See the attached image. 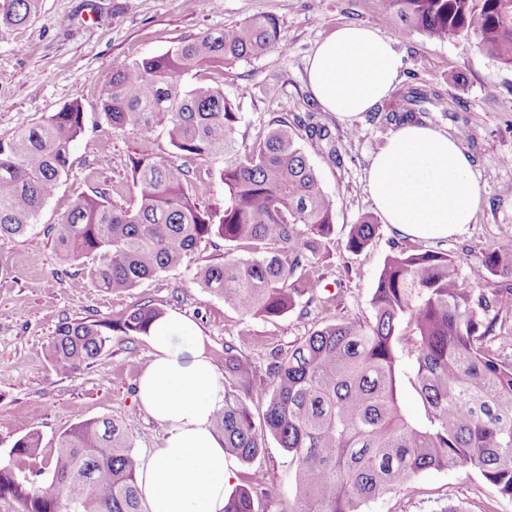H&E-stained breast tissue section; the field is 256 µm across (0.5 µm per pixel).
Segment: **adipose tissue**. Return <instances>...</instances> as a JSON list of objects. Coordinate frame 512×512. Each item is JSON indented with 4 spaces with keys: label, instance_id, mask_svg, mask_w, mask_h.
Masks as SVG:
<instances>
[{
    "label": "adipose tissue",
    "instance_id": "adipose-tissue-1",
    "mask_svg": "<svg viewBox=\"0 0 512 512\" xmlns=\"http://www.w3.org/2000/svg\"><path fill=\"white\" fill-rule=\"evenodd\" d=\"M402 66L389 37L345 25L321 41L308 59V81L325 111L350 121L387 98ZM369 193L384 223L406 234L435 236L472 223L480 192L473 164L457 138L419 124L402 125L376 154ZM153 358L137 397L167 436L141 461L137 484L149 512H224L228 498L224 439L213 414L224 385L178 313L150 330Z\"/></svg>",
    "mask_w": 512,
    "mask_h": 512
}]
</instances>
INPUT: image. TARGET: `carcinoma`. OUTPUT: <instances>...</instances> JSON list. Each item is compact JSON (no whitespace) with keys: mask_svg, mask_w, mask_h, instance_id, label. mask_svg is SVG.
<instances>
[{"mask_svg":"<svg viewBox=\"0 0 512 512\" xmlns=\"http://www.w3.org/2000/svg\"><path fill=\"white\" fill-rule=\"evenodd\" d=\"M379 21L405 35L444 40L472 36L487 56L512 68V0H382ZM39 0H6L0 20L26 24ZM278 46V24L257 16L219 33L186 38L175 47L112 72L102 112L115 128H160L176 160L156 156L144 142L131 160L134 201L111 202L100 185L77 197L51 227L59 266L91 260L86 279L126 293L146 279L183 266L214 237L246 245V256L201 268L195 283L243 317H280L317 296L313 260L334 231L332 204L300 144L298 128L341 153L318 123L275 117L266 135L237 148V102L205 81L186 82L203 67H222ZM455 111L434 90L407 87L377 110L387 123L420 121L431 108ZM85 133L75 98L42 122L0 141V238L34 228L68 175L74 142ZM206 156L224 182V209L199 205L188 183L191 165ZM379 231L372 216L352 225L347 251L362 253ZM480 272L512 278V244L489 249ZM84 279V280H86ZM84 280L77 284H84ZM366 324L327 323L257 362L224 343V406L214 428L224 451L254 462L273 438L294 466L299 507L294 512H364L427 470H476L502 498L512 500V316L500 289L475 287L458 260L443 252L388 255L370 299ZM166 311L145 301L106 324L64 321L47 346L55 370L73 375L106 349L112 328L149 334ZM416 391L424 417L399 400L402 379ZM267 398L255 423L244 396ZM36 432L15 442L12 455L31 457ZM132 436L118 420L81 421L57 438L49 479L35 488L11 465L0 464L3 512H143ZM268 494L255 470L233 491L224 512H255Z\"/></svg>","mask_w":512,"mask_h":512,"instance_id":"cac0c4a2","label":"carcinoma"}]
</instances>
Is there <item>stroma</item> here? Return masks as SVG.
<instances>
[{
    "label": "stroma",
    "instance_id": "obj_1",
    "mask_svg": "<svg viewBox=\"0 0 512 512\" xmlns=\"http://www.w3.org/2000/svg\"><path fill=\"white\" fill-rule=\"evenodd\" d=\"M381 0H40V11L20 28L0 24V140L81 99L86 131L74 144L70 170L25 234L0 238V463L13 465L42 485L46 463L58 436L79 421L119 420L133 436L138 455L161 447L166 429L139 404L140 376L152 358L148 337L114 331L107 349L73 376L55 371L45 348L67 320L106 323L135 304L149 301L194 323L216 371L224 369V344L265 362L270 351L288 349L320 325L371 319L370 298L387 255L400 249L445 252L472 274L489 248L512 242V68L481 52L474 38L445 41L415 32L386 29L403 66L400 87L432 86L456 109L432 112L425 125L458 136L471 157L480 187L472 223L430 237L405 235L381 225L368 248L354 255L346 243L352 224L377 209L367 187L373 156L396 132L393 124L363 113L344 121L323 111L308 87L306 64L316 43L347 24L379 27ZM257 15L278 22L279 45L257 58L239 60L202 75L236 99L242 120L237 135L245 150L265 135L276 116L306 118L328 127L341 151L340 163L327 156L324 142L302 137L320 185L335 214L334 232L314 271L328 305L301 303L278 318L242 317L222 298L208 295L193 281L198 268L222 261L224 242L201 244L187 266L145 280L126 293L94 284L75 287L79 267L61 269L56 241L48 227L72 201L93 187L109 185L112 201L126 206L129 159L151 140L154 152L171 147L161 131L145 134L117 129L99 113L113 69L158 55L182 39L217 32ZM201 205L223 207L224 183L209 159H198L190 175ZM41 436L35 457L17 458L14 443L31 432ZM263 472L269 495L255 501L257 512H294L288 457L275 441L255 464L228 457V489L245 485L252 469ZM449 503L465 512H512V500L499 497L472 469L423 472L366 512H440Z\"/></svg>",
    "mask_w": 512,
    "mask_h": 512
}]
</instances>
